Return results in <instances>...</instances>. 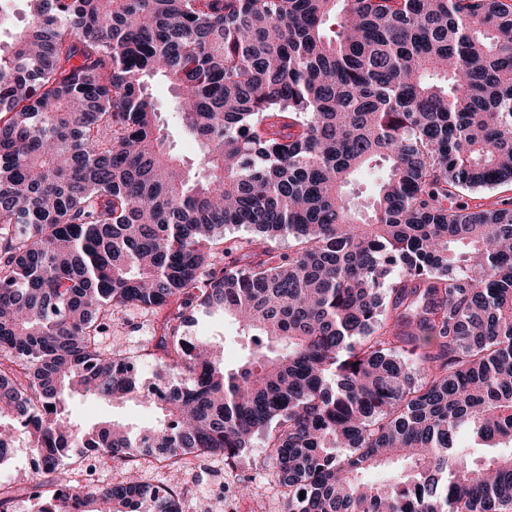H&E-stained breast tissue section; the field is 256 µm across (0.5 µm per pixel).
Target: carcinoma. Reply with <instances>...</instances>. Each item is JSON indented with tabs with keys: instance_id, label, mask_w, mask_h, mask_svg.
Masks as SVG:
<instances>
[{
	"instance_id": "cac0c4a2",
	"label": "carcinoma",
	"mask_w": 512,
	"mask_h": 512,
	"mask_svg": "<svg viewBox=\"0 0 512 512\" xmlns=\"http://www.w3.org/2000/svg\"><path fill=\"white\" fill-rule=\"evenodd\" d=\"M28 2L0 49V448L25 428L48 473L102 448L177 478L259 437L288 512H512V201L460 202L512 181V0ZM128 306L164 313L154 396L99 347ZM217 314L235 364L184 336ZM71 393L163 420L82 427ZM176 487L34 497L180 512ZM151 92L162 112V117L169 133V140L174 152L184 159L194 158L198 152V147L192 141L184 138L179 132L174 109L175 99L171 95L169 88L159 82H154Z\"/></svg>"
}]
</instances>
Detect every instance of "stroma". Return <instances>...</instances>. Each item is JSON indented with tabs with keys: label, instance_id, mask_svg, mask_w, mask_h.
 Here are the masks:
<instances>
[{
	"label": "stroma",
	"instance_id": "stroma-1",
	"mask_svg": "<svg viewBox=\"0 0 512 512\" xmlns=\"http://www.w3.org/2000/svg\"><path fill=\"white\" fill-rule=\"evenodd\" d=\"M151 92L162 112L174 152L185 159L195 157L198 147L179 132L175 99L169 88L156 82ZM155 326L154 316L129 307L114 316L111 328L99 338L103 350L140 355L143 361L140 376L146 386L155 383L160 371L153 356L157 341ZM66 412L72 421L88 427L114 419L140 429L154 425L161 416L160 410L135 401L112 404L88 396L68 399ZM16 446L15 462L0 465V491L8 494L7 512H36L33 484H55L56 476L35 466L25 438H18ZM63 469L75 486H105L126 479L164 486L170 478L168 467L148 463L123 465L103 453L73 454L64 460ZM241 483L249 487L243 497L234 493ZM177 491L181 512H288L283 491L272 478V461L258 438L253 439L250 450L231 466L220 455L188 458Z\"/></svg>",
	"mask_w": 512,
	"mask_h": 512
}]
</instances>
